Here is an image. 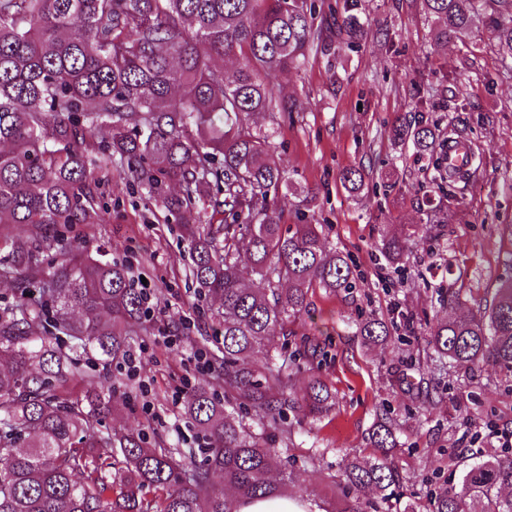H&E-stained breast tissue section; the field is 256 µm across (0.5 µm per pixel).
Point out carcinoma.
Listing matches in <instances>:
<instances>
[{
  "mask_svg": "<svg viewBox=\"0 0 512 512\" xmlns=\"http://www.w3.org/2000/svg\"><path fill=\"white\" fill-rule=\"evenodd\" d=\"M421 3L434 47L481 28L490 48L512 60V0ZM340 29L349 44L367 37L356 0L345 3ZM320 39L307 0H0V145H8L0 150V264L22 298L0 316V512H154L151 492L163 494L160 512H237L241 499L288 490V459L271 432L290 410L323 417L335 398L314 375L301 396L288 395L296 355L276 351L257 365L249 354L305 312L314 289L353 287L357 266L329 247L323 225L283 229L276 202L290 181L270 156V135L243 116L292 111L275 91L277 74ZM230 55L241 60L231 74L217 64ZM104 132L132 182L153 192L178 184L163 207L183 224L198 293L221 301L224 402L204 387L188 397L209 441L192 469L180 464L191 449L149 448L133 433L100 429L108 405L99 393H63L86 378L75 354L126 351L127 331L144 312L123 265L56 236L61 225L102 220L91 164ZM389 137L429 156L443 183L467 175L448 167L423 120L398 122ZM201 202L222 223L191 224ZM49 241L61 260L39 278ZM405 249L388 238L382 255L395 263ZM357 333L365 344L391 336L374 317L360 320ZM426 341L440 372L449 363L465 376L484 366L512 374V279L478 313L431 326ZM243 410L256 428L243 423ZM369 439L379 456L346 462L345 481L396 500L394 428L381 422ZM460 465L457 479L431 492L428 512H512V454ZM216 475L232 495L213 492Z\"/></svg>",
  "mask_w": 512,
  "mask_h": 512,
  "instance_id": "carcinoma-1",
  "label": "carcinoma"
}]
</instances>
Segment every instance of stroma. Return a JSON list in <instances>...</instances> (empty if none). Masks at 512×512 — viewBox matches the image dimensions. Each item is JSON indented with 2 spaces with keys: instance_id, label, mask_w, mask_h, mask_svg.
Segmentation results:
<instances>
[{
  "instance_id": "35a3bbf8",
  "label": "stroma",
  "mask_w": 512,
  "mask_h": 512,
  "mask_svg": "<svg viewBox=\"0 0 512 512\" xmlns=\"http://www.w3.org/2000/svg\"><path fill=\"white\" fill-rule=\"evenodd\" d=\"M313 3L323 44L277 79L292 111L254 112L245 121L269 134L294 185L277 203L283 224H324L331 246L350 255L361 276L346 291L317 289L289 336L272 338L275 348H326L318 370L336 396L321 421H289L275 445L287 451L291 496L317 501L322 512H344L341 468L345 460L373 457L369 434L389 418L399 441L390 454L404 476L397 507L426 512L430 492L458 476L460 455L504 453L498 434L512 431V378L490 368L468 378L453 368L433 373L424 341L431 324L477 313L512 275V69L489 50L482 30L432 49L420 0H359L369 34L354 49L336 28L343 0ZM419 100L428 122L443 132L455 128L482 160L449 196L434 188L425 158L387 135L397 120L414 118ZM349 168L365 172L360 193L340 179ZM92 171L102 221L62 226L57 234L145 277L157 307L153 320H141L128 336L129 354L141 359L139 378L127 376L123 357L90 350L76 357L88 380L69 383L67 393L103 389L111 398L103 428L139 434L152 448H190L201 430L172 391L185 377L191 388L223 398L221 378L187 373L184 365L194 348L220 357L219 302L192 286L188 243L158 196L128 181L106 149L94 154ZM428 196L447 210V224H430ZM404 233L408 249L391 265L380 253L382 240ZM452 288L463 298L453 309L442 300ZM369 316L395 323L387 342L362 343L356 323ZM163 328L182 335V347L157 343Z\"/></svg>"
}]
</instances>
